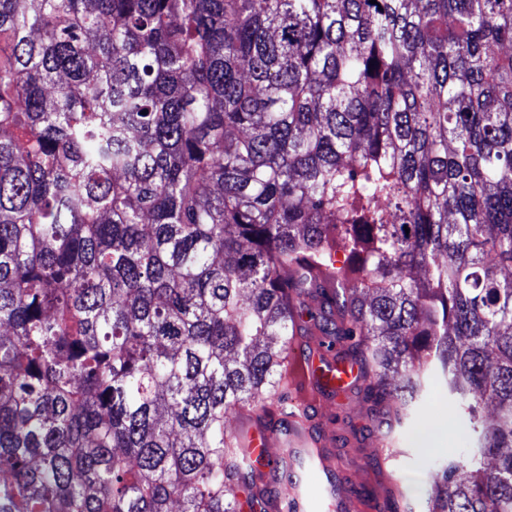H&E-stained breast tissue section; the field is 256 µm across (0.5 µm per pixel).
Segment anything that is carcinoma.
Returning <instances> with one entry per match:
<instances>
[{
	"label": "carcinoma",
	"instance_id": "1",
	"mask_svg": "<svg viewBox=\"0 0 512 512\" xmlns=\"http://www.w3.org/2000/svg\"><path fill=\"white\" fill-rule=\"evenodd\" d=\"M326 338L512 512V0H0V512H281L226 418Z\"/></svg>",
	"mask_w": 512,
	"mask_h": 512
}]
</instances>
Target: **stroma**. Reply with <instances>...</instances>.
<instances>
[{"instance_id": "35a3bbf8", "label": "stroma", "mask_w": 512, "mask_h": 512, "mask_svg": "<svg viewBox=\"0 0 512 512\" xmlns=\"http://www.w3.org/2000/svg\"><path fill=\"white\" fill-rule=\"evenodd\" d=\"M428 400L430 406L421 410L415 427L403 429L389 438L388 446L394 451L395 457L383 473L367 463V456L373 450L374 444L365 437L371 422L361 408L360 399L350 395L327 404L328 409L338 410L342 417L341 422L327 426L326 431L334 442L330 453L337 456L347 478L376 497L382 494L381 483L385 473L390 472L401 479L418 482V491L409 495L407 500L401 501L402 512H425L427 466L436 461L454 458L469 443V423L464 414H439L433 410L434 404L447 402V392L433 388ZM427 425L439 427L441 435L433 445L423 448L418 443V437L421 427Z\"/></svg>"}]
</instances>
